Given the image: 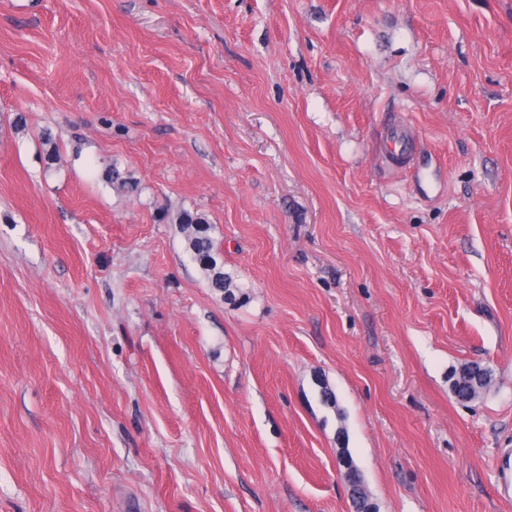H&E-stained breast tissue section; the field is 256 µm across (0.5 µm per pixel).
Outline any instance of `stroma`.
I'll return each instance as SVG.
<instances>
[{
	"instance_id": "35a3bbf8",
	"label": "stroma",
	"mask_w": 512,
	"mask_h": 512,
	"mask_svg": "<svg viewBox=\"0 0 512 512\" xmlns=\"http://www.w3.org/2000/svg\"><path fill=\"white\" fill-rule=\"evenodd\" d=\"M344 453L512 512V0H0V512H355ZM179 224H186L187 249L192 259L199 264L209 280L211 288L224 291L231 287L229 277L224 275L218 263V248L208 234V220L197 212L183 211L178 216ZM228 290V289H227ZM466 370V373L461 374L460 371ZM451 381V388L454 395L461 401H471L474 392L482 385L485 387L491 381L490 372L474 363L463 365L460 370H453L449 375Z\"/></svg>"
}]
</instances>
